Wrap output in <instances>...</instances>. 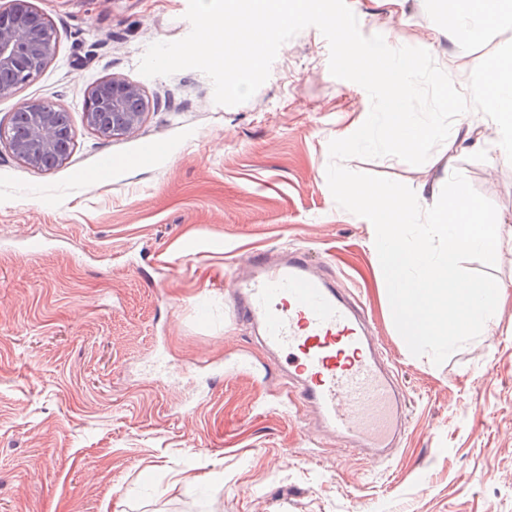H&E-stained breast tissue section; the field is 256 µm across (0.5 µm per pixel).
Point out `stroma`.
Listing matches in <instances>:
<instances>
[{"label": "stroma", "instance_id": "stroma-1", "mask_svg": "<svg viewBox=\"0 0 512 512\" xmlns=\"http://www.w3.org/2000/svg\"><path fill=\"white\" fill-rule=\"evenodd\" d=\"M31 2L54 52L0 99V122L49 102L68 112L73 145L40 171L0 143V512H512V251L490 270L507 287L491 331L438 366L411 355L371 229L327 184L330 141L363 124L370 99L331 75L322 33L304 28L249 101L223 106L199 71H138L150 44L189 34L188 0ZM348 4L363 35L418 60L421 119L463 95L473 131L418 166L346 167L415 190L461 172L512 225V161L488 152L496 131L463 90L471 64L512 56V30L460 47L443 25L451 0ZM111 76L149 102L117 138L84 115L90 86ZM269 248L307 250L361 302L406 393V433L383 464L275 398L278 362L221 288Z\"/></svg>", "mask_w": 512, "mask_h": 512}]
</instances>
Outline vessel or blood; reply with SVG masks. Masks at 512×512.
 <instances>
[{
	"label": "vessel or blood",
	"mask_w": 512,
	"mask_h": 512,
	"mask_svg": "<svg viewBox=\"0 0 512 512\" xmlns=\"http://www.w3.org/2000/svg\"><path fill=\"white\" fill-rule=\"evenodd\" d=\"M318 269L300 250L255 251L224 289L236 319L256 326L268 352L285 355L289 403L375 463L405 426L403 391L360 302Z\"/></svg>",
	"instance_id": "vessel-or-blood-1"
}]
</instances>
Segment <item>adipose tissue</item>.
<instances>
[{
  "mask_svg": "<svg viewBox=\"0 0 512 512\" xmlns=\"http://www.w3.org/2000/svg\"><path fill=\"white\" fill-rule=\"evenodd\" d=\"M445 26L449 35L459 42L467 41L475 26L512 29V6H504L503 0H454ZM350 57L367 69L372 87L384 98L382 139L396 151L411 150L428 140L430 128L421 125L411 108L420 75L417 59L395 56L382 43L351 50ZM469 86L480 93L484 112L496 129L500 158L511 160L512 64L506 66L494 61L475 64L469 72Z\"/></svg>",
  "mask_w": 512,
  "mask_h": 512,
  "instance_id": "adipose-tissue-1",
  "label": "adipose tissue"
}]
</instances>
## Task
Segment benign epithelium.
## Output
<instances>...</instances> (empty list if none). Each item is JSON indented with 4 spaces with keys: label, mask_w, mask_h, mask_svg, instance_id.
Segmentation results:
<instances>
[{
    "label": "benign epithelium",
    "mask_w": 512,
    "mask_h": 512,
    "mask_svg": "<svg viewBox=\"0 0 512 512\" xmlns=\"http://www.w3.org/2000/svg\"><path fill=\"white\" fill-rule=\"evenodd\" d=\"M54 33L31 0H10L0 9V98L11 96L49 62ZM146 112L135 84L110 77L93 85L85 105L87 124L103 137L132 133ZM10 150L29 165L50 170L65 160L72 144L69 114L41 101L23 103L11 113Z\"/></svg>",
    "instance_id": "benign-epithelium-1"
}]
</instances>
